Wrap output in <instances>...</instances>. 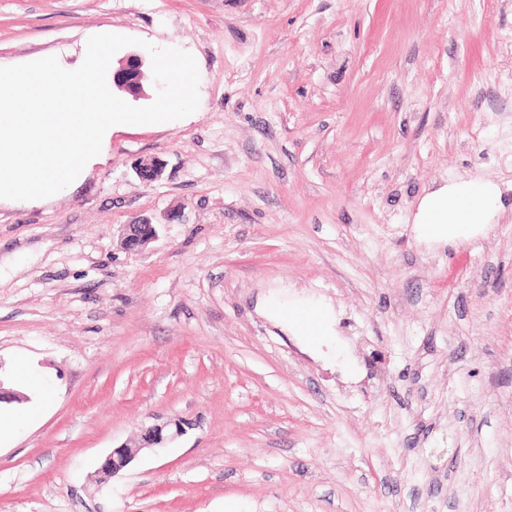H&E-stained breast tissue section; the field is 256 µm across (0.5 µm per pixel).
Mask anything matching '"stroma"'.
<instances>
[{
	"instance_id": "stroma-1",
	"label": "stroma",
	"mask_w": 512,
	"mask_h": 512,
	"mask_svg": "<svg viewBox=\"0 0 512 512\" xmlns=\"http://www.w3.org/2000/svg\"><path fill=\"white\" fill-rule=\"evenodd\" d=\"M103 30L192 54L199 106L0 202V378L27 357L44 406L0 439V512H512V0H0V67ZM461 177L505 212L420 241ZM503 208L498 185L459 179L429 189L414 217L417 237L430 244H461L485 232ZM266 309L270 316L283 321L297 336H304L312 344L320 343L323 336H328L331 318L317 304L301 302L285 310L279 303L269 300ZM174 425L175 430L168 434L163 426L151 428L146 437V444L148 446L141 445V447L138 448H113L112 451L105 456L100 470L114 475L127 467L145 447L161 448L167 440L174 439L176 436L182 434L183 429L180 423L177 424L175 422Z\"/></svg>"
}]
</instances>
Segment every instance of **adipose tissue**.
<instances>
[{
    "label": "adipose tissue",
    "mask_w": 512,
    "mask_h": 512,
    "mask_svg": "<svg viewBox=\"0 0 512 512\" xmlns=\"http://www.w3.org/2000/svg\"><path fill=\"white\" fill-rule=\"evenodd\" d=\"M502 207L498 185L459 179L424 192L414 217L415 231L420 240L430 244H460L484 233ZM266 309L313 344L321 342L331 324L328 312L314 303L285 308L271 300Z\"/></svg>",
    "instance_id": "ef3b65f1"
}]
</instances>
